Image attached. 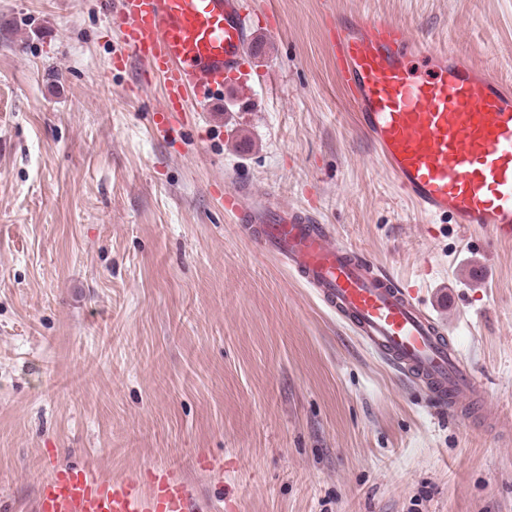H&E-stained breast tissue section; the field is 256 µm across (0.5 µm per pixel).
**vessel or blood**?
<instances>
[{
	"instance_id": "1",
	"label": "vessel or blood",
	"mask_w": 512,
	"mask_h": 512,
	"mask_svg": "<svg viewBox=\"0 0 512 512\" xmlns=\"http://www.w3.org/2000/svg\"><path fill=\"white\" fill-rule=\"evenodd\" d=\"M326 43L336 85L398 192L418 212L484 228L512 244V85L445 48L412 39L395 21L327 8ZM122 50L138 66L136 87L160 84L152 131L181 134L189 102L208 106L255 80V21L246 0H113ZM244 237L315 289L382 361L423 385L438 407L465 414L482 387L442 322L414 287L338 241L311 207L224 192ZM30 512H222L199 485L159 465L148 479L104 476L90 462L53 466Z\"/></svg>"
}]
</instances>
